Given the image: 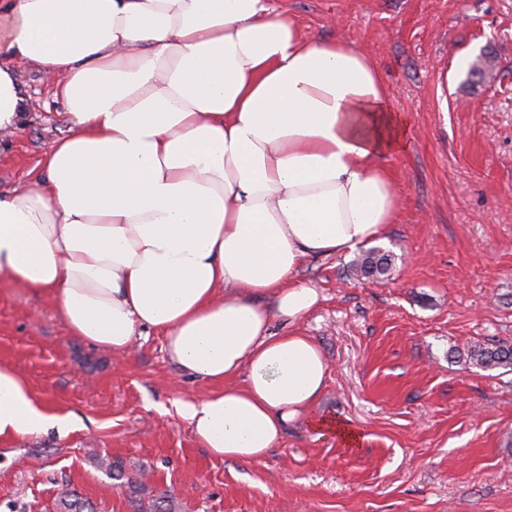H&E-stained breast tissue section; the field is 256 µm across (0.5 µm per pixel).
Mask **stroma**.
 <instances>
[{
	"label": "stroma",
	"instance_id": "stroma-1",
	"mask_svg": "<svg viewBox=\"0 0 512 512\" xmlns=\"http://www.w3.org/2000/svg\"><path fill=\"white\" fill-rule=\"evenodd\" d=\"M271 4L309 39L365 48L408 125L385 159L401 201L379 242L390 276L356 280L347 254L298 271L320 293L299 328L329 365L315 412L359 445L298 421L260 462L213 457L175 407L212 386L182 373L162 336L116 356L70 336L48 297L0 282V365L71 418L63 435L0 441V512H63L70 490L98 512H137L95 454L169 491L175 512H512V371L459 356L512 343V0ZM486 47L493 79L464 85ZM16 70L26 111L0 150L1 190L29 184L68 134L37 67Z\"/></svg>",
	"mask_w": 512,
	"mask_h": 512
}]
</instances>
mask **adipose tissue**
<instances>
[{
    "mask_svg": "<svg viewBox=\"0 0 512 512\" xmlns=\"http://www.w3.org/2000/svg\"><path fill=\"white\" fill-rule=\"evenodd\" d=\"M22 60L70 133L0 193V278L51 296L95 347L164 336L214 387L176 409L216 458L257 462L289 423L328 426L311 414L328 363L296 328L319 293L297 270L397 217L384 159L408 127L371 57L307 39L270 0H0V141L25 107ZM69 427L0 365V440Z\"/></svg>",
    "mask_w": 512,
    "mask_h": 512,
    "instance_id": "obj_1",
    "label": "adipose tissue"
}]
</instances>
